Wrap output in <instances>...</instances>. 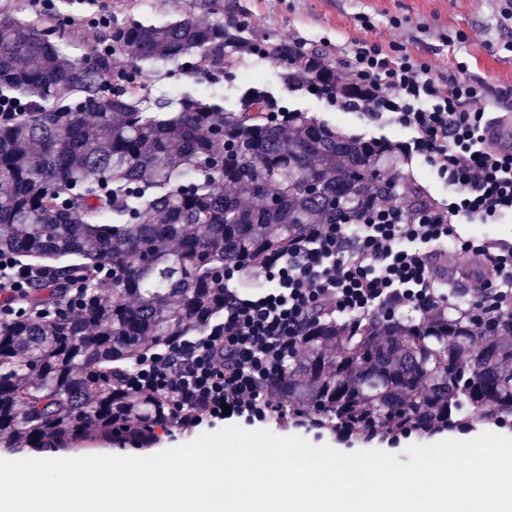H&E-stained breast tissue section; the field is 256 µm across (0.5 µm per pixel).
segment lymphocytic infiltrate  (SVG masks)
<instances>
[{"label": "lymphocytic infiltrate", "mask_w": 512, "mask_h": 512, "mask_svg": "<svg viewBox=\"0 0 512 512\" xmlns=\"http://www.w3.org/2000/svg\"><path fill=\"white\" fill-rule=\"evenodd\" d=\"M342 77L355 93L341 96V108L388 115L409 135L400 145L405 157L428 162L450 194L417 202L396 179L394 195L365 205L354 222L318 225L276 256L269 287L242 294L233 271H225L223 315L202 333L144 356L126 378L133 391L171 397L182 428L227 414L263 420L283 403L270 381L287 372L321 317L431 318L449 300L443 280L466 263L478 267L466 290L470 312L482 321L512 312V238L469 230L512 216V143L489 136L507 101L483 108L485 83L439 81L396 42L352 40ZM51 278L47 269L0 253V319L13 315L33 283Z\"/></svg>", "instance_id": "1"}]
</instances>
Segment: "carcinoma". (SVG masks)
<instances>
[{
  "label": "carcinoma",
  "mask_w": 512,
  "mask_h": 512,
  "mask_svg": "<svg viewBox=\"0 0 512 512\" xmlns=\"http://www.w3.org/2000/svg\"><path fill=\"white\" fill-rule=\"evenodd\" d=\"M253 46L192 9L112 27V48L135 62L221 69ZM261 49L289 87L341 89L319 50L304 57L286 38ZM108 70L106 55L77 64L39 23L0 18V97L21 101L0 122V253L53 271L0 321V445L17 452L67 451L89 431L155 443L171 398L125 384L146 347L224 313L221 270L267 286L271 258L393 182L386 142L277 107L258 86L228 110L189 93L152 98L140 70L109 90ZM63 92L76 102L59 104ZM75 281L84 304L52 313ZM276 385L289 415L370 438L511 421L512 313L322 318Z\"/></svg>",
  "instance_id": "cac0c4a2"
}]
</instances>
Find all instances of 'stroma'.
<instances>
[{"mask_svg":"<svg viewBox=\"0 0 512 512\" xmlns=\"http://www.w3.org/2000/svg\"><path fill=\"white\" fill-rule=\"evenodd\" d=\"M190 5L191 0L96 2L97 10L111 14L114 22L144 24L178 21ZM77 9L76 0H57L52 16L40 20L71 60L83 62L90 46L97 44L99 31L68 23V15ZM243 12L253 21L245 33L251 40L299 35L311 48L335 61L341 60L353 39L395 41L424 58L435 78L444 80L460 73L484 81L490 99L512 94V0H223L222 10L201 9L196 17L204 23L222 22ZM364 17L369 18L370 27H361ZM280 71V66L270 60L241 54L233 67L213 78L200 76L181 64H151L145 83L153 96L196 88L225 105L240 96L244 84L256 83L269 91L275 104L310 112L345 134L366 140L402 141L401 132L386 120L346 112L328 99L288 88L280 79ZM263 427L281 437L297 435L345 453L382 450L396 454L402 462L409 459L406 447L419 441L414 434L395 442L342 438L308 427L296 429L274 416L264 421Z\"/></svg>","mask_w":512,"mask_h":512,"instance_id":"1","label":"stroma"}]
</instances>
